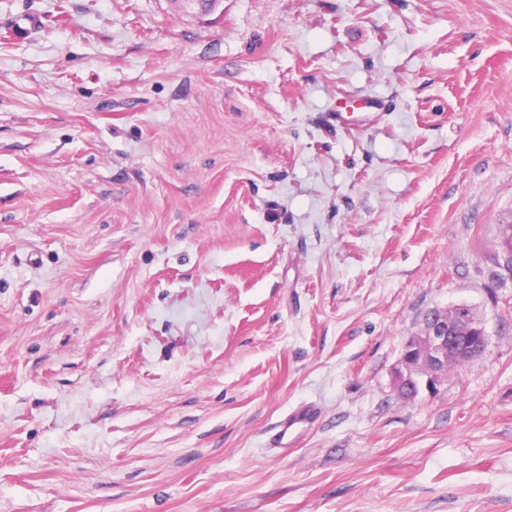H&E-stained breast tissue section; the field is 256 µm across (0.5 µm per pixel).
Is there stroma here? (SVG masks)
Listing matches in <instances>:
<instances>
[{
	"label": "stroma",
	"instance_id": "35a3bbf8",
	"mask_svg": "<svg viewBox=\"0 0 512 512\" xmlns=\"http://www.w3.org/2000/svg\"><path fill=\"white\" fill-rule=\"evenodd\" d=\"M510 220L512 0H0V512H512ZM430 321L423 322L420 333L404 344L395 370L396 391L399 384L410 381L419 392L433 393L447 378L448 371L483 354L489 344L488 333L482 321L468 305L436 308ZM313 417L312 409L307 408L292 411L271 423L268 428L271 442L277 448L292 445L306 431Z\"/></svg>",
	"mask_w": 512,
	"mask_h": 512
}]
</instances>
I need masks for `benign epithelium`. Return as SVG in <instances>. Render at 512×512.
Returning a JSON list of instances; mask_svg holds the SVG:
<instances>
[{
    "label": "benign epithelium",
    "mask_w": 512,
    "mask_h": 512,
    "mask_svg": "<svg viewBox=\"0 0 512 512\" xmlns=\"http://www.w3.org/2000/svg\"><path fill=\"white\" fill-rule=\"evenodd\" d=\"M180 8L188 13L205 16L216 10L222 0H177ZM498 266L508 273L496 287L512 286V241L503 239L497 256ZM489 344L488 333L472 308L457 305L453 308H436L430 321L423 323L420 333L404 344L398 367L396 383L409 381L418 390L433 393L448 376V359L465 357L474 359L483 354Z\"/></svg>",
    "instance_id": "benign-epithelium-1"
}]
</instances>
